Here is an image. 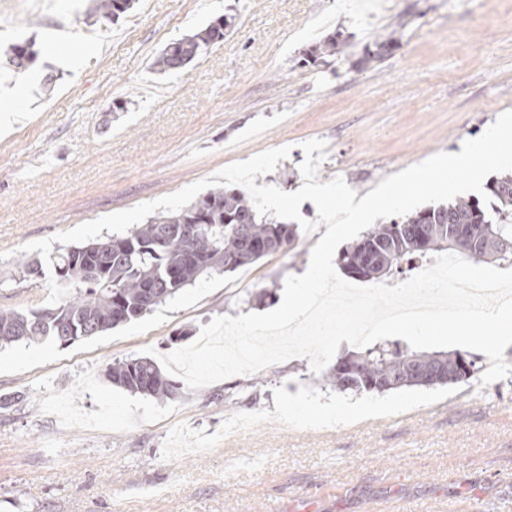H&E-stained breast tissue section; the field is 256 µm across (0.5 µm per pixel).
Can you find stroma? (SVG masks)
<instances>
[{"label": "stroma", "instance_id": "stroma-1", "mask_svg": "<svg viewBox=\"0 0 512 512\" xmlns=\"http://www.w3.org/2000/svg\"><path fill=\"white\" fill-rule=\"evenodd\" d=\"M89 0H0V49L32 40L29 119L0 131V310L57 305L27 243L290 147L256 185L319 182L365 196L385 177L459 151L512 110V0H137L114 22ZM224 40L181 72L150 64L209 20ZM401 45L356 65L389 29ZM345 53L300 66L334 32ZM320 233L184 288L133 322L68 344L0 347V512H512V372L386 394L324 386L308 359L158 401L113 386L115 362L167 354L214 317L272 309ZM53 250H61L55 242ZM235 400L225 401V388ZM245 414L258 425L233 441Z\"/></svg>", "mask_w": 512, "mask_h": 512}]
</instances>
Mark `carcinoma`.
Here are the masks:
<instances>
[{
  "mask_svg": "<svg viewBox=\"0 0 512 512\" xmlns=\"http://www.w3.org/2000/svg\"><path fill=\"white\" fill-rule=\"evenodd\" d=\"M135 0H93L90 17L111 21L129 11ZM235 16L221 15L205 26L168 43L152 69L175 74L224 40ZM393 29L366 46L357 65L368 68L390 55L399 44ZM346 44L343 32L311 46L312 62L334 57ZM4 64L21 69L35 56L33 42H16L3 52ZM491 202L471 198L407 214L401 220L376 224L345 250L343 269L356 279L389 278L402 272V263L455 252L476 262L491 259L512 266V173L488 185ZM180 224L196 225L190 238ZM295 225L259 215L247 192L210 191L175 213L159 214L122 235L94 242L87 251L75 246L53 256L55 280L67 289L51 308L0 312V344L52 339L68 343L99 335L141 318L182 289L214 273L234 272L261 259L296 247ZM479 255H474L473 244ZM69 335L59 334V327ZM480 371L474 357L456 352L425 353L408 347L374 345L336 359L325 374L338 392L386 393L411 387H444L474 377ZM106 376L128 392L161 401L175 399L181 386L147 357L110 365Z\"/></svg>",
  "mask_w": 512,
  "mask_h": 512,
  "instance_id": "obj_1",
  "label": "carcinoma"
}]
</instances>
